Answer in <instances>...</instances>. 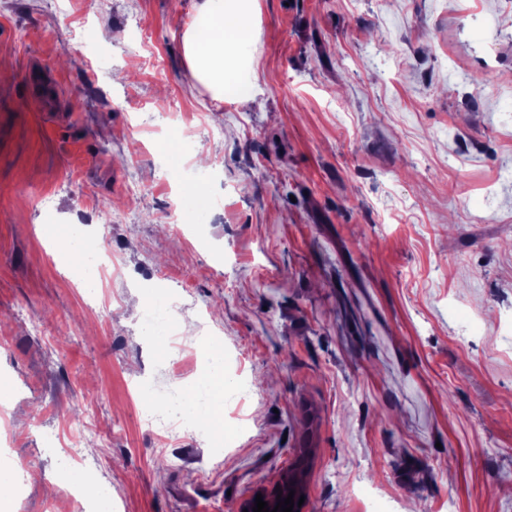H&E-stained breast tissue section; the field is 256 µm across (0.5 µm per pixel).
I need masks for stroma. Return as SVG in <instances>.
I'll return each mask as SVG.
<instances>
[{
    "instance_id": "obj_1",
    "label": "stroma",
    "mask_w": 512,
    "mask_h": 512,
    "mask_svg": "<svg viewBox=\"0 0 512 512\" xmlns=\"http://www.w3.org/2000/svg\"><path fill=\"white\" fill-rule=\"evenodd\" d=\"M192 16L0 0L12 512L61 496L71 448L112 512H239L305 440L317 512H512V0H257L251 94L221 102L185 68ZM174 99L185 120L150 130ZM197 153L224 205L177 230L170 164ZM46 224L84 226L116 265L79 286ZM139 291L208 323L181 380ZM214 339L251 386L221 448L137 398L191 394Z\"/></svg>"
}]
</instances>
